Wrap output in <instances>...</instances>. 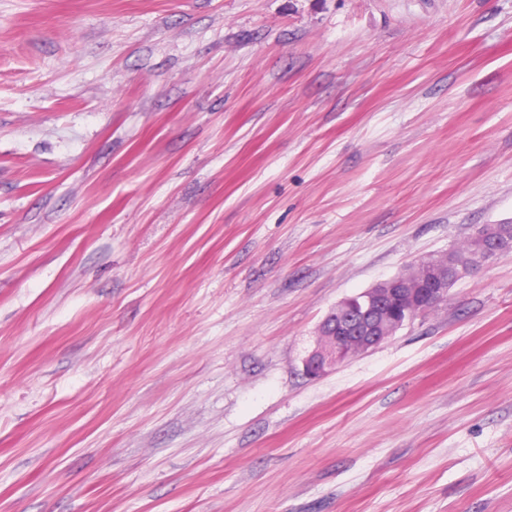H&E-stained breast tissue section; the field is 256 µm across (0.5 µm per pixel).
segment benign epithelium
I'll return each instance as SVG.
<instances>
[{"mask_svg": "<svg viewBox=\"0 0 512 512\" xmlns=\"http://www.w3.org/2000/svg\"><path fill=\"white\" fill-rule=\"evenodd\" d=\"M498 231L480 228L467 261L451 253L430 256L360 293L361 301H340L321 323L313 349L304 359L308 375H322L336 364L373 351L428 307L448 298V277L479 270L502 254Z\"/></svg>", "mask_w": 512, "mask_h": 512, "instance_id": "1", "label": "benign epithelium"}]
</instances>
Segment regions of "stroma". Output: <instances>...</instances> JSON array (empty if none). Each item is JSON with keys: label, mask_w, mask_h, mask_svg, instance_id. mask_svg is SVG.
<instances>
[{"label": "stroma", "mask_w": 512, "mask_h": 512, "mask_svg": "<svg viewBox=\"0 0 512 512\" xmlns=\"http://www.w3.org/2000/svg\"><path fill=\"white\" fill-rule=\"evenodd\" d=\"M512 0H0V512H512ZM498 243V231L485 226L476 231L467 261L456 262L448 250L421 259L361 292L360 302L352 297L340 301L318 329L315 345L304 359L305 372L320 376L336 364L386 343L405 325L444 301L432 304L448 298V289L455 284L448 285L450 275L459 279L500 256L503 252Z\"/></svg>", "instance_id": "1"}]
</instances>
